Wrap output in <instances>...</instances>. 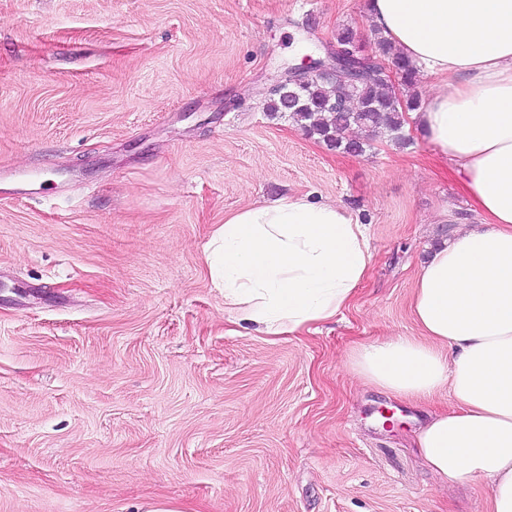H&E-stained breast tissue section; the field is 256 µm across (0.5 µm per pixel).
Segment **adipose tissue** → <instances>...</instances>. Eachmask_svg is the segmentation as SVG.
Returning <instances> with one entry per match:
<instances>
[{
    "label": "adipose tissue",
    "instance_id": "1",
    "mask_svg": "<svg viewBox=\"0 0 512 512\" xmlns=\"http://www.w3.org/2000/svg\"><path fill=\"white\" fill-rule=\"evenodd\" d=\"M367 10L431 78L411 118L450 158L479 221L419 269V337L360 346L347 366L396 396L447 391L454 410L417 432L422 459L441 482L487 485L489 512H512V0H368ZM372 262L348 207L302 195L225 215L205 257L225 309L268 336L335 317Z\"/></svg>",
    "mask_w": 512,
    "mask_h": 512
}]
</instances>
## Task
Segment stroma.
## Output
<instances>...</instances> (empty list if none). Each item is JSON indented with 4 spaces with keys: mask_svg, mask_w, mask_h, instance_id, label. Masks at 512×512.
<instances>
[{
    "mask_svg": "<svg viewBox=\"0 0 512 512\" xmlns=\"http://www.w3.org/2000/svg\"><path fill=\"white\" fill-rule=\"evenodd\" d=\"M367 0H0V512H488L440 483L411 400L345 367L412 338L420 267L471 208L418 126L339 153L265 107ZM349 207L374 263L348 308L267 336L205 247L285 195ZM397 427H384L380 408Z\"/></svg>",
    "mask_w": 512,
    "mask_h": 512,
    "instance_id": "35a3bbf8",
    "label": "stroma"
}]
</instances>
